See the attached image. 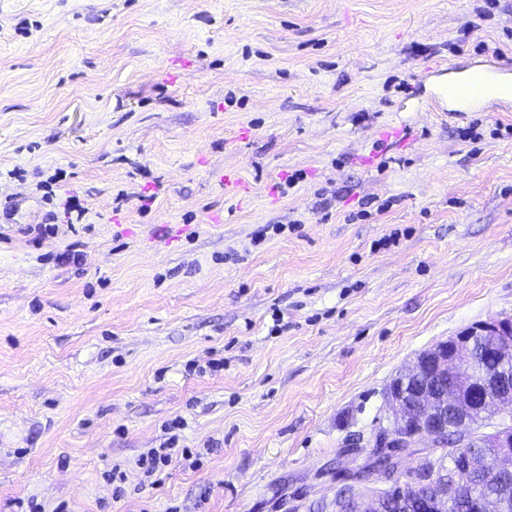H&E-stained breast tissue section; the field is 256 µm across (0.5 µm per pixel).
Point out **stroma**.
<instances>
[{
    "label": "stroma",
    "instance_id": "1",
    "mask_svg": "<svg viewBox=\"0 0 512 512\" xmlns=\"http://www.w3.org/2000/svg\"><path fill=\"white\" fill-rule=\"evenodd\" d=\"M483 3L0 0V512H322L512 317V111L417 106Z\"/></svg>",
    "mask_w": 512,
    "mask_h": 512
}]
</instances>
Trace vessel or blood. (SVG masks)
<instances>
[{
  "label": "vessel or blood",
  "instance_id": "obj_1",
  "mask_svg": "<svg viewBox=\"0 0 512 512\" xmlns=\"http://www.w3.org/2000/svg\"><path fill=\"white\" fill-rule=\"evenodd\" d=\"M448 105L452 115L464 112H503L512 109V66L495 57L451 63Z\"/></svg>",
  "mask_w": 512,
  "mask_h": 512
}]
</instances>
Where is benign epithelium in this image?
I'll return each instance as SVG.
<instances>
[{
    "label": "benign epithelium",
    "mask_w": 512,
    "mask_h": 512,
    "mask_svg": "<svg viewBox=\"0 0 512 512\" xmlns=\"http://www.w3.org/2000/svg\"><path fill=\"white\" fill-rule=\"evenodd\" d=\"M511 349L512 318H496L477 323L420 353L390 385L388 427L373 441L375 452L367 470L355 474L354 484L340 490L329 503L332 512H384L392 500L405 504L400 491L404 484L415 481L419 470H402L401 461L416 451L423 438L429 439L433 448L447 447L448 416L464 424L496 417L512 419V372L500 367L488 372L478 366L482 351L502 354ZM475 442L492 449L497 469L512 472L511 425L504 422L476 438L465 435L458 442L465 449L461 467L455 476L441 478L427 512H451L455 503L467 499L476 501L474 512H500V504L476 499L460 480L485 462V457L469 452ZM373 477L398 496L390 500L374 494L367 486Z\"/></svg>",
    "instance_id": "benign-epithelium-1"
}]
</instances>
